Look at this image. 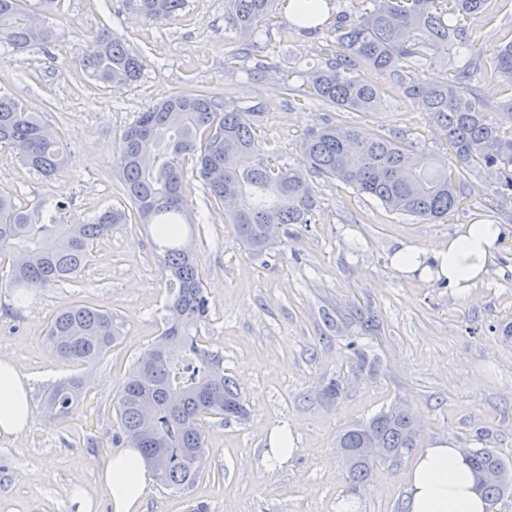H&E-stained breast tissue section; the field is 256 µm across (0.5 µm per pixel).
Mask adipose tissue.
<instances>
[{
    "label": "adipose tissue",
    "instance_id": "ef3b65f1",
    "mask_svg": "<svg viewBox=\"0 0 512 512\" xmlns=\"http://www.w3.org/2000/svg\"><path fill=\"white\" fill-rule=\"evenodd\" d=\"M496 224H462L446 245L422 249L401 244L390 264L403 279L419 277L441 284L456 297L469 298L486 279L498 249ZM34 421L29 377L8 358L0 359V442L26 434ZM152 473L139 449H114L97 471L113 512H143ZM407 512H489L476 489L469 462L452 439L436 440L421 452L406 480Z\"/></svg>",
    "mask_w": 512,
    "mask_h": 512
}]
</instances>
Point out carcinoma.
<instances>
[{
  "label": "carcinoma",
  "mask_w": 512,
  "mask_h": 512,
  "mask_svg": "<svg viewBox=\"0 0 512 512\" xmlns=\"http://www.w3.org/2000/svg\"><path fill=\"white\" fill-rule=\"evenodd\" d=\"M62 0H0V43L17 51L35 50L62 38L44 19ZM186 0H136L149 21L168 18ZM369 7L355 16H338L336 51L322 66L306 71L312 95L345 111L375 109L382 84L417 103L433 133L458 160L457 176L447 162L407 140L402 133L369 137L350 125L327 124L311 130L301 143L305 170L273 167L256 133L263 107L227 112L218 94L194 88L150 105L123 133L116 149L118 190L131 203L138 221L158 225L156 257L169 273L170 287L163 328L156 341L171 356L152 365L140 359L118 394L119 431L127 445L140 450L155 481L163 488L191 489L204 475L207 461L205 424L241 421L248 410L237 384L224 373V356L200 343L199 328L209 323L210 298L193 250L181 242V220L187 209L183 161L195 160L196 171L211 202L228 205V221L252 252L271 245L267 224L316 221L312 187L306 173L341 182L387 209L423 223L443 221L458 208L470 187L469 176L481 166L504 169V191L492 197L507 215L512 204V99L501 104L499 117L483 102L477 73L484 51L475 48L467 18L489 15L496 0H365ZM229 18L244 35L269 27L273 0H228ZM466 46L470 59L451 78L426 81L432 59ZM268 44L250 42L232 50L249 73L269 70ZM502 80L512 87V39L493 50ZM91 76L105 85L138 80L141 60L109 30L93 36L82 52ZM9 147L37 174L58 176L64 167L62 143L46 134L45 125L16 97L0 94V146ZM127 221L124 212L104 210L86 224L33 220L30 211L0 193V259L9 258L8 287L19 299L59 282L78 281L94 244ZM48 340L67 361L92 363L117 339L112 312L77 304L57 314ZM83 383H57L43 400L44 410L67 418L79 408ZM375 437L385 457L410 453L419 441L410 411L391 406L368 422L338 436L352 489L365 484L375 461L360 456ZM476 487L495 503L512 489V461L492 448L468 454Z\"/></svg>",
  "instance_id": "1"
}]
</instances>
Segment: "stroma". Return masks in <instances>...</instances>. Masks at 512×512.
Segmentation results:
<instances>
[{
    "label": "stroma",
    "mask_w": 512,
    "mask_h": 512,
    "mask_svg": "<svg viewBox=\"0 0 512 512\" xmlns=\"http://www.w3.org/2000/svg\"><path fill=\"white\" fill-rule=\"evenodd\" d=\"M53 23L64 37L48 52L16 53L0 46V92L18 97L65 146V167L53 179L25 169L0 149V191L28 208L65 202L64 223L105 209H129L116 190L113 161L124 130L149 104L191 84L219 88L226 108L265 105L257 134L279 167L302 165L300 144L324 123L365 134L401 131L452 159L430 132L425 112L391 91L378 110L348 112L323 105L301 80L286 94L288 67L307 70L329 57L334 38L307 32L288 19L277 0L270 26L273 66L247 78L229 59L241 32L224 0H187L174 17L146 22L127 0H62ZM109 29L138 53L143 70L129 86L107 87L88 77L79 50ZM503 170L478 171L447 220L423 224L357 195L338 181L310 176L317 223L280 229L263 255L244 250L223 206L206 200L201 181L188 180V228L204 286L213 304L200 336L224 356L250 411L243 423L207 424L208 473L190 492L151 485L144 512H337L354 498L356 512H404L413 455L377 461L364 489L348 491L347 469L336 446L339 431L382 409L404 405L421 424L419 448L452 438L462 448H495L512 458V222L490 200ZM502 228L499 252L472 296L460 299L439 284L404 280L389 266L399 243L422 248L447 243L461 224ZM153 225L117 224L95 244L77 283L35 290L18 303L6 288L0 262V358L13 359L32 379L35 419L25 436L0 444V512H74L68 486L81 481L97 512H112L95 472L117 437L113 399L131 369L153 345L164 315L167 274L155 258ZM111 310L120 338L91 364L61 359L46 341L50 320L74 304ZM81 378L86 394L70 417L42 409L50 388ZM340 392L326 393L329 381ZM286 425L297 451L281 467L261 458L267 431Z\"/></svg>",
    "instance_id": "obj_1"
}]
</instances>
